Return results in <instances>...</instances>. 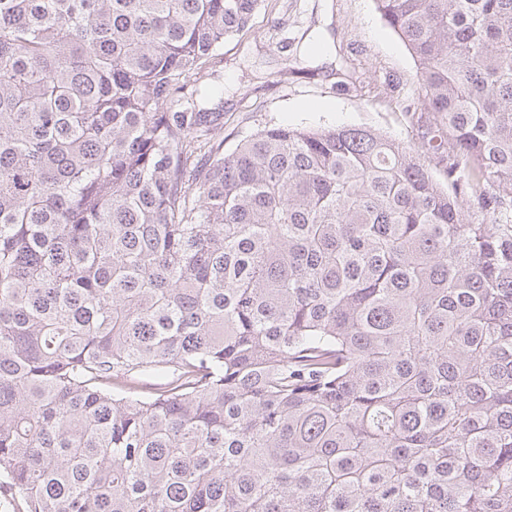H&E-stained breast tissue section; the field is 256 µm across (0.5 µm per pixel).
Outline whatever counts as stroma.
I'll list each match as a JSON object with an SVG mask.
<instances>
[{
	"mask_svg": "<svg viewBox=\"0 0 512 512\" xmlns=\"http://www.w3.org/2000/svg\"><path fill=\"white\" fill-rule=\"evenodd\" d=\"M416 66L374 0H260L216 64L181 76L186 91L220 84L201 108L224 115V148L271 125L367 126L411 138Z\"/></svg>",
	"mask_w": 512,
	"mask_h": 512,
	"instance_id": "1",
	"label": "stroma"
}]
</instances>
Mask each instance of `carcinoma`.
Here are the masks:
<instances>
[{
	"mask_svg": "<svg viewBox=\"0 0 512 512\" xmlns=\"http://www.w3.org/2000/svg\"><path fill=\"white\" fill-rule=\"evenodd\" d=\"M412 137L179 76L258 0H0V478L27 512H512V0H375Z\"/></svg>",
	"mask_w": 512,
	"mask_h": 512,
	"instance_id": "cac0c4a2",
	"label": "carcinoma"
}]
</instances>
